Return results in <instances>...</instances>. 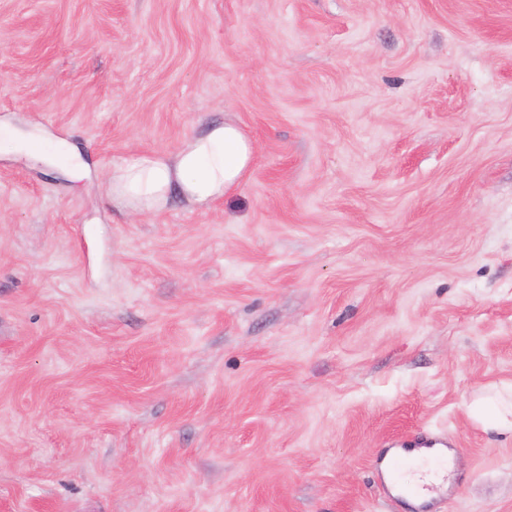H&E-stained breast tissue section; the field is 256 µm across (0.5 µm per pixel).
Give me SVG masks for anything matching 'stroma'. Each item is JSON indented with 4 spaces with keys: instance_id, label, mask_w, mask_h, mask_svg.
I'll list each match as a JSON object with an SVG mask.
<instances>
[{
    "instance_id": "1",
    "label": "stroma",
    "mask_w": 512,
    "mask_h": 512,
    "mask_svg": "<svg viewBox=\"0 0 512 512\" xmlns=\"http://www.w3.org/2000/svg\"><path fill=\"white\" fill-rule=\"evenodd\" d=\"M231 121L209 209L112 163ZM0 512H512V0H0Z\"/></svg>"
}]
</instances>
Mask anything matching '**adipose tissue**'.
Masks as SVG:
<instances>
[{
	"instance_id": "adipose-tissue-1",
	"label": "adipose tissue",
	"mask_w": 512,
	"mask_h": 512,
	"mask_svg": "<svg viewBox=\"0 0 512 512\" xmlns=\"http://www.w3.org/2000/svg\"><path fill=\"white\" fill-rule=\"evenodd\" d=\"M254 156L255 147L241 127L213 123L183 138L173 151L143 152L114 162L108 179L112 203L130 213H155L177 194L206 209L241 182Z\"/></svg>"
}]
</instances>
